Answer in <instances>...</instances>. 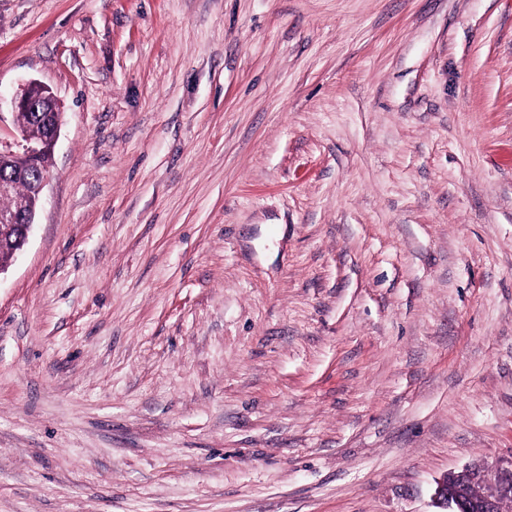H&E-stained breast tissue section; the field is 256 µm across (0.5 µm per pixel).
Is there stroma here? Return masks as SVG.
<instances>
[{
    "label": "stroma",
    "instance_id": "35a3bbf8",
    "mask_svg": "<svg viewBox=\"0 0 512 512\" xmlns=\"http://www.w3.org/2000/svg\"><path fill=\"white\" fill-rule=\"evenodd\" d=\"M32 79L0 512H438L512 455V0H0ZM35 90L49 93L45 103L34 95ZM10 103L14 129L10 132V139H3L1 136L2 101H0V160L3 158L13 164V174L11 177L0 178V199L13 193L15 179L27 177L34 168L39 166L44 156H53L54 146L62 126L61 104L52 91L40 82H30L20 95L11 99ZM27 112L35 113L39 121L38 123L27 116L25 122L28 131L33 135L39 133L40 124L44 129V134L40 138L34 139L26 133L22 116ZM50 176V173L43 174L31 182L35 204L29 210L21 212L20 209L0 208V245L12 243L15 254L24 247L33 230Z\"/></svg>",
    "mask_w": 512,
    "mask_h": 512
}]
</instances>
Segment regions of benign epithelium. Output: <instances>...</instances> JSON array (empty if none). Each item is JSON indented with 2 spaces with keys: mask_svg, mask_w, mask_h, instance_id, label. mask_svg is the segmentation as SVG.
Wrapping results in <instances>:
<instances>
[{
  "mask_svg": "<svg viewBox=\"0 0 512 512\" xmlns=\"http://www.w3.org/2000/svg\"><path fill=\"white\" fill-rule=\"evenodd\" d=\"M11 108L14 129L10 138L0 137V159L13 164V174L0 178V199L13 193L15 180L27 177L44 156L53 155L62 126L61 104L40 82H30L12 98ZM27 112L35 113L44 129L37 139L23 126L22 116ZM49 179L44 174L31 182L34 205L29 210L0 208V245L11 243L16 253L27 243ZM435 495L448 512H503L504 505L512 501V456L448 473L437 484Z\"/></svg>",
  "mask_w": 512,
  "mask_h": 512,
  "instance_id": "1",
  "label": "benign epithelium"
}]
</instances>
